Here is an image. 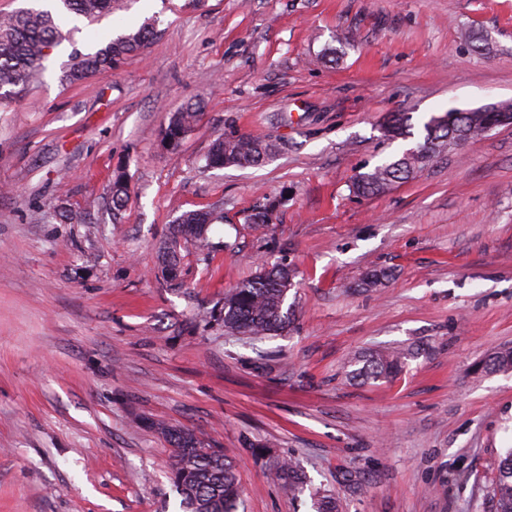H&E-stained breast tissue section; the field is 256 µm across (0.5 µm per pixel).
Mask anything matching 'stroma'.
Returning <instances> with one entry per match:
<instances>
[{
    "mask_svg": "<svg viewBox=\"0 0 512 512\" xmlns=\"http://www.w3.org/2000/svg\"><path fill=\"white\" fill-rule=\"evenodd\" d=\"M147 21L144 52L62 82L71 49ZM196 99L201 121L171 145V111ZM504 101L512 0H127L79 19L0 101V512H178L157 420L224 448L245 512H312L268 475L288 459L339 512H489L512 448V372L479 368L512 347V125L384 195L351 183L421 143L431 117ZM392 112L412 137H383ZM238 133L288 150L204 169ZM266 196L271 224L247 223ZM206 207L224 214L214 256L183 244L170 286L160 244ZM282 256L298 270L290 331L250 340L210 318ZM375 270L386 280L365 287ZM411 345L394 379L345 375Z\"/></svg>",
    "mask_w": 512,
    "mask_h": 512,
    "instance_id": "35a3bbf8",
    "label": "stroma"
}]
</instances>
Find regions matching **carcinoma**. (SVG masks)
Returning <instances> with one entry per match:
<instances>
[{
	"label": "carcinoma",
	"instance_id": "cac0c4a2",
	"mask_svg": "<svg viewBox=\"0 0 512 512\" xmlns=\"http://www.w3.org/2000/svg\"><path fill=\"white\" fill-rule=\"evenodd\" d=\"M116 0H61L64 11L55 13L41 8H22L0 14V98L2 90L11 94L24 91L36 76L46 70L49 50L69 40L61 20L68 16H82L94 21L112 12ZM157 36V30L148 23L110 39L91 52L78 49L68 55L62 66V78L70 85H78L95 75H107L124 61L141 51ZM201 101L190 102L172 113L166 129L170 143H177L182 135L200 121ZM450 122L424 123L423 142L413 152L399 159L376 166L372 171L356 177L352 189L359 196L379 195L400 180L409 178L428 163L441 149L458 146L465 137L469 140L482 136L483 127L498 122L500 112L451 110L446 112ZM411 118L406 112L391 113L383 126L389 139L410 134ZM283 149V143L251 134H230L217 138L206 156L208 167L258 166ZM128 198L125 181L117 176L112 181V218L121 217ZM276 208L269 198L255 205L246 217L249 224H268ZM224 215L216 210L184 212L173 231L162 244L161 271L170 284H176L180 264L181 242L195 243L201 259L207 261L213 252L208 237L210 225L221 223ZM295 271L287 259L273 263L261 262L249 279L224 294L219 316L224 331L247 339L277 336L293 324L292 306L288 292L294 286ZM419 348L409 347L386 352H371L348 362V377L358 383L388 379L398 375L406 361L417 355ZM491 372L512 370V350L495 353L488 361ZM151 427L162 434L173 449L171 480L180 498L182 512H239L241 490L233 462L224 449L215 448L192 430L164 422H153ZM269 475L294 495L307 486L306 477L291 460L277 462ZM315 512H338L336 499L320 492L312 494ZM493 512H512V448L501 459L492 488Z\"/></svg>",
	"mask_w": 512,
	"mask_h": 512
}]
</instances>
